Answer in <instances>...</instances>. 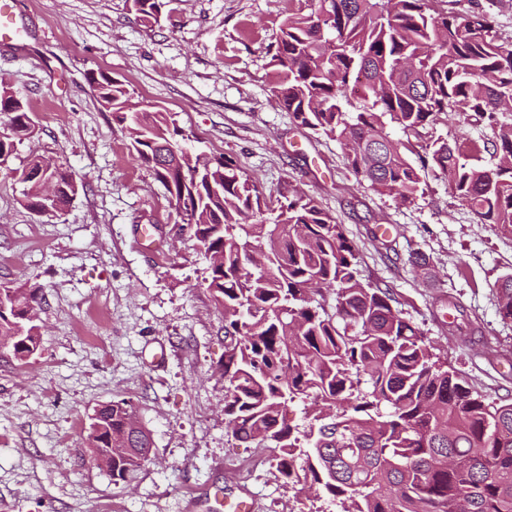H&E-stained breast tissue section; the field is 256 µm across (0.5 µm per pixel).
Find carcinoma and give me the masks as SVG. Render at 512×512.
<instances>
[{"mask_svg": "<svg viewBox=\"0 0 512 512\" xmlns=\"http://www.w3.org/2000/svg\"><path fill=\"white\" fill-rule=\"evenodd\" d=\"M157 24L173 0H129ZM279 26L271 92L298 126L335 139L344 160L377 193L412 203L432 167L482 224L512 232V167L464 158V144L426 137L442 114L470 112L489 130L484 149L512 159V48L483 13L459 16L434 0H296ZM101 106L153 169L182 223L221 255L207 288L224 309V416L241 443L275 444L286 481L295 467L340 498L341 512H512V402L488 401L436 358L388 290L364 283L343 225L314 199L283 186L272 199L236 161L189 150L175 113L131 107L125 84L91 74ZM29 108L0 85V165L31 138ZM416 140L421 166L406 151ZM21 202L63 213L78 193L69 166L34 157ZM275 214L268 221L267 214ZM325 283L336 291L327 310ZM512 321V274L493 285ZM34 293L0 285V351L24 362L40 347L27 318ZM313 398L307 427L287 404ZM134 406L93 415L112 481H127L152 447L132 428Z\"/></svg>", "mask_w": 512, "mask_h": 512, "instance_id": "obj_1", "label": "carcinoma"}]
</instances>
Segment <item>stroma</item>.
I'll return each mask as SVG.
<instances>
[{"instance_id":"stroma-1","label":"stroma","mask_w":512,"mask_h":512,"mask_svg":"<svg viewBox=\"0 0 512 512\" xmlns=\"http://www.w3.org/2000/svg\"><path fill=\"white\" fill-rule=\"evenodd\" d=\"M21 39L0 41V83L37 125L0 167V283L38 294L41 343L0 354V512H224L250 492L258 512H341L318 487L284 484L275 449L234 440L224 419V311L204 283L200 243L153 171L99 103L89 71L178 115L198 150L229 156L273 194L287 185L344 227L359 276L389 288L433 351L487 399L512 401V323L491 287L512 272V235L480 223L440 171L410 204L375 193L339 143L298 127L271 94L269 49L291 0H173L160 24L128 0H18ZM488 14L512 45V0H443ZM66 163L69 208L20 201L31 157ZM426 257L415 268L412 254ZM494 351L485 352L484 340ZM125 400L153 447L130 484L92 459L90 416Z\"/></svg>"}]
</instances>
